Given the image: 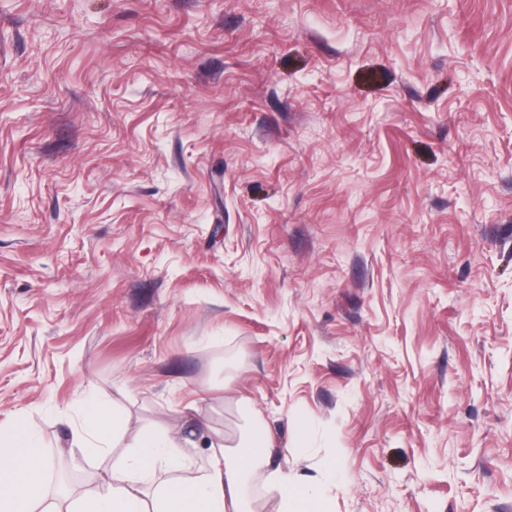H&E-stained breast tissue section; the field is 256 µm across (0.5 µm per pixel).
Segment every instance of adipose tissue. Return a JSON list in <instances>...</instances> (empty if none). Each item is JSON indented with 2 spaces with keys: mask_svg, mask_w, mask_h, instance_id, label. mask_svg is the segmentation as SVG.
Returning <instances> with one entry per match:
<instances>
[{
  "mask_svg": "<svg viewBox=\"0 0 512 512\" xmlns=\"http://www.w3.org/2000/svg\"><path fill=\"white\" fill-rule=\"evenodd\" d=\"M85 425L76 430L80 459L110 458L97 490L73 500L67 512H247V480L268 470L280 512H330L318 485L272 467L271 432L254 425L234 444L208 440L207 463L197 465V440L141 426L126 449L110 455L123 439L127 419L85 399ZM50 463L23 421L0 429V512H58L45 499Z\"/></svg>",
  "mask_w": 512,
  "mask_h": 512,
  "instance_id": "adipose-tissue-1",
  "label": "adipose tissue"
}]
</instances>
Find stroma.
Wrapping results in <instances>:
<instances>
[{
	"instance_id": "1",
	"label": "stroma",
	"mask_w": 512,
	"mask_h": 512,
	"mask_svg": "<svg viewBox=\"0 0 512 512\" xmlns=\"http://www.w3.org/2000/svg\"><path fill=\"white\" fill-rule=\"evenodd\" d=\"M89 396L512 512V0H0V426Z\"/></svg>"
}]
</instances>
